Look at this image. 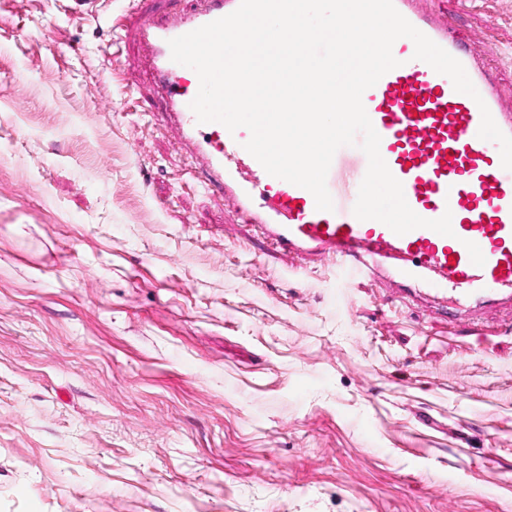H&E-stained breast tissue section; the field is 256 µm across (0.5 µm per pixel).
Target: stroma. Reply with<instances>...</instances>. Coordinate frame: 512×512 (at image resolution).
I'll return each instance as SVG.
<instances>
[{
	"mask_svg": "<svg viewBox=\"0 0 512 512\" xmlns=\"http://www.w3.org/2000/svg\"><path fill=\"white\" fill-rule=\"evenodd\" d=\"M191 4L0 0V512H512V327L274 251L148 129L134 21Z\"/></svg>",
	"mask_w": 512,
	"mask_h": 512,
	"instance_id": "stroma-1",
	"label": "stroma"
}]
</instances>
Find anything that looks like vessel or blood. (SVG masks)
Masks as SVG:
<instances>
[{"mask_svg": "<svg viewBox=\"0 0 512 512\" xmlns=\"http://www.w3.org/2000/svg\"><path fill=\"white\" fill-rule=\"evenodd\" d=\"M476 0H394L414 27L463 65L478 98L457 92L451 79L415 59L413 41L393 44L398 67L365 90L362 103L381 138L380 154L420 217L451 213L453 233L428 228L394 233L355 217L366 155L341 147L327 175L333 201L317 210L306 189L269 175L246 150L247 129L198 122L190 108L200 81L171 58V39L234 12L240 0H196L194 7L144 14L138 33L162 102L155 123L194 160L204 186L218 193L232 224L258 227L276 249L331 265L410 299H425L458 320L512 315V171L496 142L480 139L482 110L512 135V93L493 77L495 42L460 32L454 13Z\"/></svg>", "mask_w": 512, "mask_h": 512, "instance_id": "b4317fda", "label": "vessel or blood"}]
</instances>
